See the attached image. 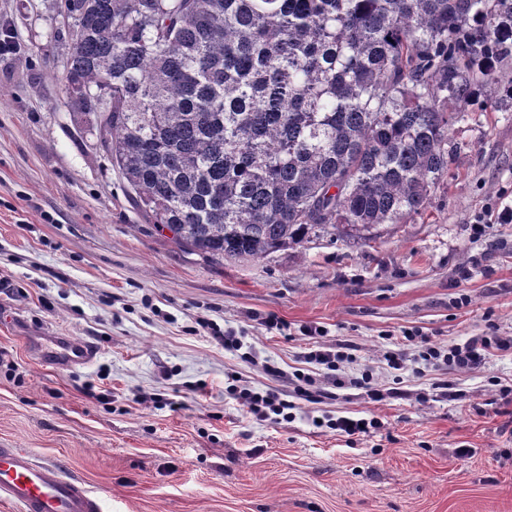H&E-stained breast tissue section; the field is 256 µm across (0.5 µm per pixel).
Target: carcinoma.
Masks as SVG:
<instances>
[{
  "instance_id": "cac0c4a2",
  "label": "carcinoma",
  "mask_w": 512,
  "mask_h": 512,
  "mask_svg": "<svg viewBox=\"0 0 512 512\" xmlns=\"http://www.w3.org/2000/svg\"><path fill=\"white\" fill-rule=\"evenodd\" d=\"M59 79L134 205L255 260L424 214L512 0H60Z\"/></svg>"
}]
</instances>
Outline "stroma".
<instances>
[{
    "mask_svg": "<svg viewBox=\"0 0 512 512\" xmlns=\"http://www.w3.org/2000/svg\"><path fill=\"white\" fill-rule=\"evenodd\" d=\"M56 5L0 0L19 45L0 55V447L85 481L107 512H512L510 353L469 372H388L402 395L340 390L281 424L226 390L235 374L291 393L306 325L349 347L355 372L411 330L441 346L512 336V224L472 230L512 192V109L465 106L423 217L217 264L133 207L90 116L60 94ZM271 313L290 336L265 326ZM216 328L240 331L279 375L225 352ZM43 331L93 343L94 362L41 363L24 336ZM442 378L462 399L440 397ZM322 415L378 426L347 438L313 426Z\"/></svg>",
    "mask_w": 512,
    "mask_h": 512,
    "instance_id": "stroma-1",
    "label": "stroma"
}]
</instances>
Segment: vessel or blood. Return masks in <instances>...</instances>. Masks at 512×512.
Listing matches in <instances>:
<instances>
[{"label":"vessel or blood","instance_id":"1","mask_svg":"<svg viewBox=\"0 0 512 512\" xmlns=\"http://www.w3.org/2000/svg\"><path fill=\"white\" fill-rule=\"evenodd\" d=\"M30 347L43 363L66 369L93 362L96 348L63 333L30 338ZM18 512H102V498L85 482L68 477L59 467L36 461L24 448H0V502Z\"/></svg>","mask_w":512,"mask_h":512}]
</instances>
